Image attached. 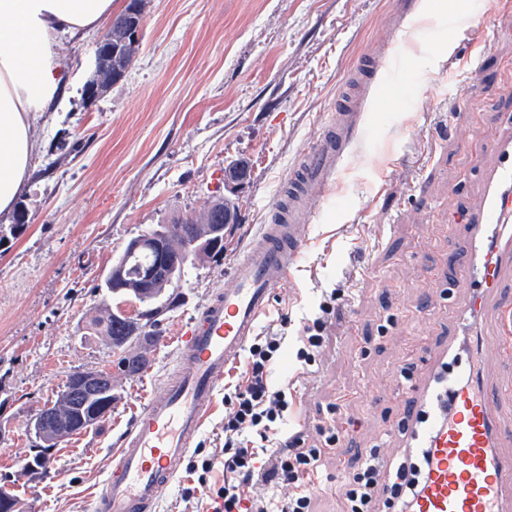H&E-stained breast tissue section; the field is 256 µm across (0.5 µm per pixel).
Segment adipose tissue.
Masks as SVG:
<instances>
[{"label": "adipose tissue", "mask_w": 512, "mask_h": 512, "mask_svg": "<svg viewBox=\"0 0 512 512\" xmlns=\"http://www.w3.org/2000/svg\"><path fill=\"white\" fill-rule=\"evenodd\" d=\"M114 3L0 0V214L10 213L30 177V114L67 108L58 40L97 29L114 16Z\"/></svg>", "instance_id": "obj_1"}]
</instances>
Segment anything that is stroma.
Instances as JSON below:
<instances>
[{
  "label": "stroma",
  "instance_id": "obj_1",
  "mask_svg": "<svg viewBox=\"0 0 512 512\" xmlns=\"http://www.w3.org/2000/svg\"><path fill=\"white\" fill-rule=\"evenodd\" d=\"M499 2L147 0L138 54L93 102L83 89L99 33L60 42L73 80L69 109L31 116L37 149L16 202L28 226L0 245V485L22 512H93L114 450L143 403L164 393L181 327L213 292L232 287L234 265L349 88L357 59L382 53L386 66L364 91L361 127L316 209L306 254L258 331L285 332L270 370L272 384L290 392L285 430L311 445L321 429L336 432L313 512H344L345 487L370 451L387 461L405 453L404 369L428 376L435 352L468 332L457 316L466 291L444 285L442 270L448 236L463 233L460 212L480 202L492 145L512 116V25L497 21ZM396 94L400 111H378V99ZM237 160L251 173L223 256L186 268L157 338L128 345L148 363L116 377L111 416L55 448L46 474L24 476L29 418L74 370L116 359L90 328L115 258L155 225L200 216ZM336 288L344 295L323 349L303 370L302 326ZM480 360L497 391L494 411L512 414V364L493 344ZM242 370L225 367L188 455L214 460L207 479L218 487L226 397Z\"/></svg>",
  "mask_w": 512,
  "mask_h": 512
}]
</instances>
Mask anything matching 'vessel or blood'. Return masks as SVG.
Here are the masks:
<instances>
[{"label": "vessel or blood", "mask_w": 512, "mask_h": 512, "mask_svg": "<svg viewBox=\"0 0 512 512\" xmlns=\"http://www.w3.org/2000/svg\"><path fill=\"white\" fill-rule=\"evenodd\" d=\"M378 57L355 67L357 92L344 93L323 136L295 168L287 189L262 225L256 240L233 272V287L215 292L196 318L181 329L177 368L162 397L151 399L136 416L94 503V512H154L163 491L180 474L210 411L224 369L237 361L268 311L276 288L302 259L306 233L317 202L334 181L338 161L360 122V90L384 66ZM497 162L485 175L483 203L468 212L462 244H450L448 283L471 291L469 313L495 299L500 320L494 335L474 326L470 346L488 338L512 344V298H495L504 268L512 266V243L498 260H481L499 224L512 216V135L495 146ZM472 372L468 362L449 373L446 389L425 381L407 400L424 405V422L415 432L418 447L429 448L433 466L411 512H512V457L496 454L512 437V418L492 412L486 389L461 385Z\"/></svg>", "instance_id": "vessel-or-blood-1"}]
</instances>
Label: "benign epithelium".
<instances>
[{"label": "benign epithelium", "mask_w": 512, "mask_h": 512, "mask_svg": "<svg viewBox=\"0 0 512 512\" xmlns=\"http://www.w3.org/2000/svg\"><path fill=\"white\" fill-rule=\"evenodd\" d=\"M128 9L118 19L112 21L108 30L98 41L95 51L94 75L87 83L84 96L89 101H94L106 94L113 85L124 79L133 61V58L124 60V66L113 65L114 60H119L125 54L127 46L137 47L140 42L142 0H127ZM250 165L244 160L234 162V165L224 170V188L228 194L218 197L215 203L223 205L224 221L207 226L205 236L212 241L224 239L227 228L231 224L238 223V209L232 195L247 180ZM152 249L155 255V263L148 273L149 281H170L175 285L174 275L177 267L171 265L167 259V242L162 236H156L152 241ZM127 335L117 336L112 340V346L116 349L124 347L134 337L142 335L140 323L130 319L126 329ZM114 372L110 368L93 369L81 373L75 383L67 388L62 387L58 392L59 405L84 410L88 403L101 392L112 391V377ZM30 425L36 430L39 441L45 448H55L66 437V433L60 429L57 411L47 406L35 413L30 420Z\"/></svg>", "instance_id": "1"}]
</instances>
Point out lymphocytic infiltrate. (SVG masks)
Returning <instances> with one entry per match:
<instances>
[{"label":"lymphocytic infiltrate","mask_w":512,"mask_h":512,"mask_svg":"<svg viewBox=\"0 0 512 512\" xmlns=\"http://www.w3.org/2000/svg\"><path fill=\"white\" fill-rule=\"evenodd\" d=\"M282 345L278 335L256 337L249 347L244 382L235 386L229 411L224 414V484L209 485L206 474L211 460L201 462L202 474L187 498L200 495L214 503L213 512H311L312 493L308 488L317 474L327 449L336 437L327 431L322 445H306L302 436L282 430L290 404L284 389L274 387L270 366ZM431 466L429 454L381 464L377 454H369L353 474L345 489L347 512H372L380 491L400 496L412 505L421 492ZM291 485L287 500L267 495L266 484Z\"/></svg>","instance_id":"lymphocytic-infiltrate-1"}]
</instances>
